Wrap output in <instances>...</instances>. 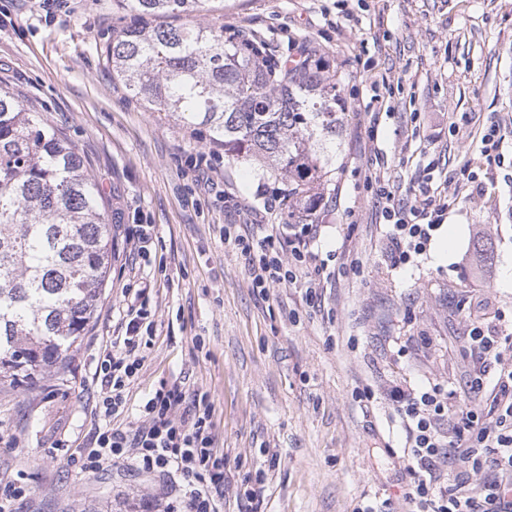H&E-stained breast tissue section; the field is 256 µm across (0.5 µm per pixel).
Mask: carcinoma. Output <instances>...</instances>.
<instances>
[{
  "instance_id": "cac0c4a2",
  "label": "carcinoma",
  "mask_w": 512,
  "mask_h": 512,
  "mask_svg": "<svg viewBox=\"0 0 512 512\" xmlns=\"http://www.w3.org/2000/svg\"><path fill=\"white\" fill-rule=\"evenodd\" d=\"M208 0H116L144 16L190 15ZM224 28L142 26L105 43L112 70L157 112L204 129L227 161L259 158L288 219L313 224L336 169L345 102L322 60L258 58ZM113 253L97 185L62 133L0 87V381L59 374L102 306ZM473 254L493 265L495 244Z\"/></svg>"
}]
</instances>
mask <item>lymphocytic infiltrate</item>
<instances>
[{
    "label": "lymphocytic infiltrate",
    "instance_id": "lymphocytic-infiltrate-1",
    "mask_svg": "<svg viewBox=\"0 0 512 512\" xmlns=\"http://www.w3.org/2000/svg\"><path fill=\"white\" fill-rule=\"evenodd\" d=\"M383 158H376L371 176L378 187L381 215L395 245L392 267L423 255L432 233L444 223L448 199L423 186L401 194L381 175ZM317 224H268L264 235L237 237L248 257L254 288L292 283L305 269V295L315 301L326 266L313 245ZM145 289L125 297L124 335L106 344L96 375L100 381L94 416L102 422L74 462L81 472L94 473L112 461L132 456L146 472L179 473L188 491L181 512H221L224 498V456L214 448V404L210 392L185 393L178 384L160 383L143 405L145 421L131 430L111 427L126 409V393L143 366L144 349L156 335V313L148 307ZM487 304H478L466 341L477 350L482 365L470 374L464 398L449 408L450 391L436 381L415 386L397 384L386 393L405 431L404 459L414 478L415 512H512V364L501 361L512 348V336L490 321ZM479 475L483 490L472 495L471 475ZM453 489H446L447 480Z\"/></svg>",
    "mask_w": 512,
    "mask_h": 512
}]
</instances>
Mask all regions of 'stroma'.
<instances>
[{
    "mask_svg": "<svg viewBox=\"0 0 512 512\" xmlns=\"http://www.w3.org/2000/svg\"><path fill=\"white\" fill-rule=\"evenodd\" d=\"M112 0H0V85L63 131L86 161L115 233L104 303L65 379L0 384V482L24 487L17 512H169L186 483L133 459L93 474L70 456L94 426L95 371L120 330L125 289L150 281L160 327L131 386L138 407L160 382L210 391L215 446L224 453V512H413L405 433L386 389L435 378L463 392L475 360L464 337L477 299L512 322V0H224L218 11L174 17L255 42L271 58L306 49L336 73L347 104L336 188L315 243L333 273L307 303L301 283L258 292L225 227L259 236L273 180L258 161L217 157L206 134L150 111L112 72L103 48L143 24ZM388 82L392 110L371 81ZM505 137L504 165L479 151L489 122ZM212 159L198 174L194 161ZM380 156L390 184L409 187L427 165L453 203L447 261L433 233L424 255L390 265L391 243L366 163ZM484 184L445 183L462 166ZM148 231L146 256L137 247ZM492 236L495 262L478 272L472 240ZM260 488L256 500L245 492Z\"/></svg>",
    "mask_w": 512,
    "mask_h": 512,
    "instance_id": "stroma-1",
    "label": "stroma"
}]
</instances>
